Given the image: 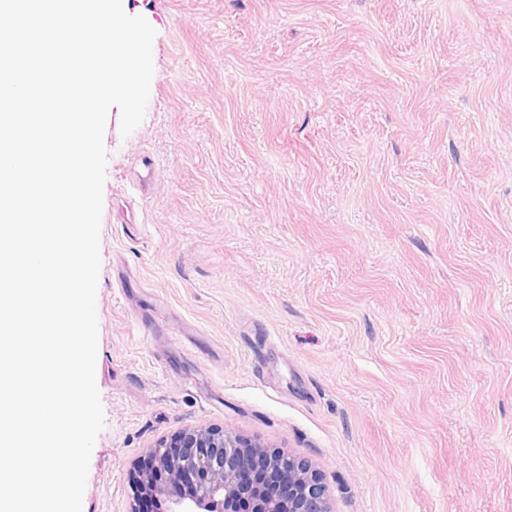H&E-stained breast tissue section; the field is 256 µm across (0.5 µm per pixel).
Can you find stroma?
<instances>
[{"instance_id":"stroma-1","label":"stroma","mask_w":512,"mask_h":512,"mask_svg":"<svg viewBox=\"0 0 512 512\" xmlns=\"http://www.w3.org/2000/svg\"><path fill=\"white\" fill-rule=\"evenodd\" d=\"M82 512L212 426L336 512H512V0H137Z\"/></svg>"}]
</instances>
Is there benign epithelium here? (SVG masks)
<instances>
[{
    "mask_svg": "<svg viewBox=\"0 0 512 512\" xmlns=\"http://www.w3.org/2000/svg\"><path fill=\"white\" fill-rule=\"evenodd\" d=\"M136 473L131 512H143V489L168 500L169 512H335L328 488L305 462L217 427L162 439ZM185 473L197 477L190 490Z\"/></svg>",
    "mask_w": 512,
    "mask_h": 512,
    "instance_id": "benign-epithelium-1",
    "label": "benign epithelium"
}]
</instances>
